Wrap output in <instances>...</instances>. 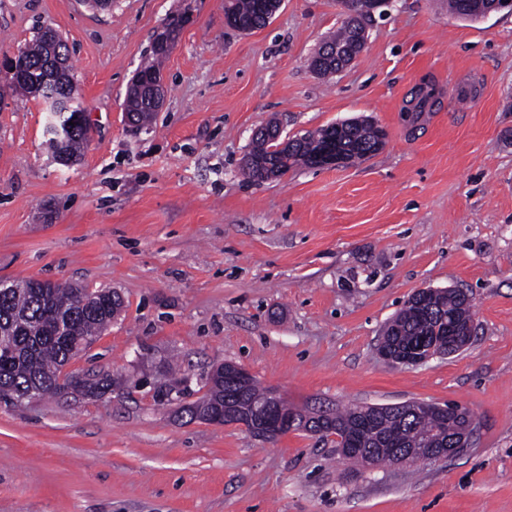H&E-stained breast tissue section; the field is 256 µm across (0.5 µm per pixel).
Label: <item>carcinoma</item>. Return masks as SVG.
I'll use <instances>...</instances> for the list:
<instances>
[{
  "label": "carcinoma",
  "instance_id": "carcinoma-1",
  "mask_svg": "<svg viewBox=\"0 0 512 512\" xmlns=\"http://www.w3.org/2000/svg\"><path fill=\"white\" fill-rule=\"evenodd\" d=\"M281 0H227L224 12L229 26L242 33L265 28L278 11ZM493 7L492 0H448L449 11L465 19L471 13ZM363 25L353 18L336 34L324 39L330 46L329 57L317 63V74L333 75L359 51ZM151 60L138 73L147 77L161 74L160 65L167 52L152 43ZM21 65L33 69L29 76L5 78V86L14 93L42 97L53 91L65 98L76 90L69 65H56L53 41L37 34L21 51ZM124 111L131 126L149 124L157 109L148 93L126 97ZM83 111H72L54 119L59 127L48 132L46 144L53 158L63 166L75 163L89 139L82 122ZM270 122L258 128L252 146L243 159L242 171L254 181L277 179L298 164H309L331 149L347 159H363L381 150L384 130L369 119H352L320 128L299 138H276ZM35 281L21 280L15 287L0 289V399L20 402L29 393L39 397L62 393L63 388L91 395H102L112 386L107 377L61 376L62 368L74 359L98 333L118 316L124 306L122 297L110 289L89 292L84 288L59 284L44 290ZM472 319L469 297L452 291L420 305L407 302L385 326L381 345L401 351L414 350L434 339H446L453 328ZM206 399L189 406L185 413L192 419L224 414L231 407L242 414L252 413V404L266 397L255 381L241 390L224 382L222 367L210 374ZM443 416L431 414L404 416L392 410H380L367 421L358 409H319L305 431L322 437L336 436V450L342 459L363 465L393 463L402 448H419L418 457L427 459L432 448L448 447V434L441 430Z\"/></svg>",
  "mask_w": 512,
  "mask_h": 512
}]
</instances>
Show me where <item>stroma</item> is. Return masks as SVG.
I'll return each mask as SVG.
<instances>
[{
	"mask_svg": "<svg viewBox=\"0 0 512 512\" xmlns=\"http://www.w3.org/2000/svg\"><path fill=\"white\" fill-rule=\"evenodd\" d=\"M183 12L165 104L131 131L130 82ZM342 19L339 0H282L246 34L224 0H0V61L55 29L89 125L68 168L41 99L0 103V279L124 298L64 368L108 373L111 390L0 402V512H512V12L394 0L356 60L320 78L308 59ZM420 85L434 106L418 114ZM358 117L387 133L368 158L241 173L268 121L299 137ZM424 288L470 295L472 340L388 365L382 330ZM227 362L296 408L457 404L477 433L462 456L353 469L311 433L189 420Z\"/></svg>",
	"mask_w": 512,
	"mask_h": 512,
	"instance_id": "1",
	"label": "stroma"
}]
</instances>
